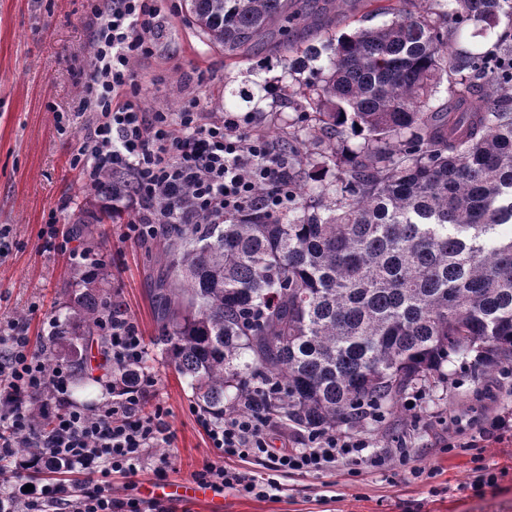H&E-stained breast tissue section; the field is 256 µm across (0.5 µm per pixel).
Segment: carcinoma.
I'll return each instance as SVG.
<instances>
[{"label": "carcinoma", "instance_id": "1", "mask_svg": "<svg viewBox=\"0 0 512 512\" xmlns=\"http://www.w3.org/2000/svg\"><path fill=\"white\" fill-rule=\"evenodd\" d=\"M294 42L298 0H185L229 58L283 57L288 215L167 224L153 290L157 348L216 419L274 410L306 430L357 427L453 358L512 366V0H375L387 20L335 38L336 0ZM453 105L435 102L443 77ZM83 192L69 234L119 219ZM108 273H75L43 361L81 369L121 305Z\"/></svg>", "mask_w": 512, "mask_h": 512}]
</instances>
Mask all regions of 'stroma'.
<instances>
[{"mask_svg":"<svg viewBox=\"0 0 512 512\" xmlns=\"http://www.w3.org/2000/svg\"><path fill=\"white\" fill-rule=\"evenodd\" d=\"M93 23L84 0H0V225L13 227L11 246L0 257V322L23 323L32 348L49 336L51 320L69 303L67 283L77 263L65 252L41 247L40 230L56 217L67 233L85 181L69 166L82 143L83 120L59 127L56 115L74 111L92 71ZM154 53L132 65L149 111L179 112L199 102L212 115L233 112L244 131L278 140L295 113L282 88L288 79L278 56L259 52L249 59L226 58L192 27L184 13L164 12ZM268 86L260 106L245 91ZM96 227L95 255L111 275L107 287L138 326L156 381L152 403L167 413L172 439L151 449L171 465L157 475L151 463L136 476L112 477L116 498L141 497L162 480L192 478L204 463L218 460L204 426L192 414L190 389L155 345L159 334L151 288L160 241L126 242L125 221ZM445 382L409 390L398 410L366 419L359 434L376 449H407L384 466L345 462L321 472L281 477V498L272 502L221 490L223 512H512V436L470 447L487 418L512 413V376L502 365L474 376L461 361L444 364ZM416 406H408V399ZM462 424L461 447L445 448L449 431ZM495 477L473 488L476 470Z\"/></svg>","mask_w":512,"mask_h":512,"instance_id":"stroma-1","label":"stroma"}]
</instances>
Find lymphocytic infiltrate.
<instances>
[{"mask_svg": "<svg viewBox=\"0 0 512 512\" xmlns=\"http://www.w3.org/2000/svg\"><path fill=\"white\" fill-rule=\"evenodd\" d=\"M95 21L92 72L78 103L87 119L83 143L70 164L86 181L107 170L129 173L132 189L112 197L113 210L132 208L135 216L124 239L155 237L171 214L184 211L223 223L225 216L262 207L278 216L288 205V160L264 134L244 132L237 116L212 118L186 109L178 115L150 112L141 103L134 60L153 52L152 37L161 26L158 0H86ZM268 187L259 195V187ZM105 353L118 369L140 363L143 339L129 316L113 319L107 329ZM73 377L69 365L46 368L29 349L19 322L0 323V421L11 423V436L0 435V459L14 456L16 438L30 428L25 408L37 402L52 423L38 441V451L21 468L39 471L61 465L96 481L92 492L71 495L64 485L45 483L32 491L22 486L9 493L6 512H168L161 502L112 496V474H136L150 449L170 440L162 406L150 415L142 407L155 386L139 373L136 383L117 387L105 381L106 396L85 407L68 399ZM219 460L194 474L209 487L233 489L245 496L269 498L278 491L279 475L326 469L337 461L383 466L384 456L371 453V441L360 435L317 430L300 437L294 448L273 447L267 437L274 415L225 412L223 420L200 414ZM253 460L266 473L257 476L224 466L227 458Z\"/></svg>", "mask_w": 512, "mask_h": 512, "instance_id": "obj_1", "label": "lymphocytic infiltrate"}]
</instances>
